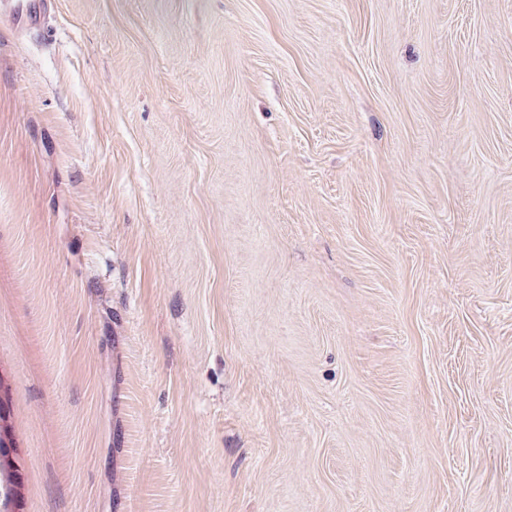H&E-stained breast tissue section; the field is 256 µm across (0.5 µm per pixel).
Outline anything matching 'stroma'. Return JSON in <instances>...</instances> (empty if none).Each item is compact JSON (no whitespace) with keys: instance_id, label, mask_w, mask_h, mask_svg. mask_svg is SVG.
Wrapping results in <instances>:
<instances>
[{"instance_id":"1","label":"stroma","mask_w":512,"mask_h":512,"mask_svg":"<svg viewBox=\"0 0 512 512\" xmlns=\"http://www.w3.org/2000/svg\"><path fill=\"white\" fill-rule=\"evenodd\" d=\"M20 512H512V0H56L0 30Z\"/></svg>"}]
</instances>
